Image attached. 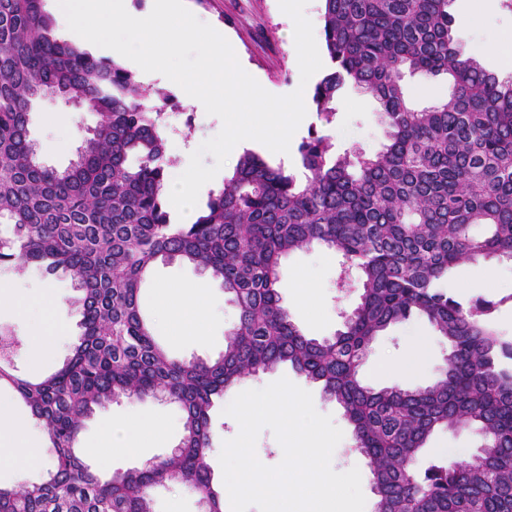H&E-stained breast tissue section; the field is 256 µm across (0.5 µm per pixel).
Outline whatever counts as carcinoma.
Here are the masks:
<instances>
[{
  "label": "carcinoma",
  "mask_w": 512,
  "mask_h": 512,
  "mask_svg": "<svg viewBox=\"0 0 512 512\" xmlns=\"http://www.w3.org/2000/svg\"><path fill=\"white\" fill-rule=\"evenodd\" d=\"M329 67L312 106L325 123L353 86L378 102L387 143L336 157L317 130L298 146L305 182L247 151L190 224L166 203L165 107L134 75L56 35L44 0H0V272H63L80 291L78 343L51 374L16 373L19 337L0 340L8 386L53 457L44 481L0 486V512H155L154 491L179 485L224 512L208 463L214 400L248 376L289 365L322 385L369 459L375 512H512V340L492 326L497 303L464 304L441 285L466 262H512V78L457 49L450 0H322ZM444 76L450 94L418 108L406 75ZM97 116L63 170L40 160L30 119L47 96ZM320 244L343 257L337 287L359 302L330 338L303 333L282 304L280 265ZM179 260L220 283L239 311L213 359L172 357L141 306L153 266ZM413 316L448 343L433 383L375 390L358 378L374 340ZM163 394L182 414L179 451L100 477L79 456L85 421L121 398ZM467 426L469 462L416 466L440 429Z\"/></svg>",
  "instance_id": "obj_1"
}]
</instances>
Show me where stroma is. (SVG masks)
Here are the masks:
<instances>
[{
    "mask_svg": "<svg viewBox=\"0 0 512 512\" xmlns=\"http://www.w3.org/2000/svg\"><path fill=\"white\" fill-rule=\"evenodd\" d=\"M189 5L207 24L223 29L238 60L265 90L279 96L290 93L299 79L300 71L293 22L281 11L278 0H189ZM511 27L512 8L505 6L503 0H498L495 14L485 27L458 29L454 35L462 56L479 58L486 69L497 73L501 70L498 59L482 53L480 44L497 32ZM166 91L176 97L174 106L166 110L168 135L198 146L220 132V118L188 105L180 98L178 85L167 86ZM362 98L361 91L348 89L337 99L336 115L333 123L329 125L321 121L316 112H308L294 135L295 142H302L310 131L317 130L331 135L337 153L378 152L386 142L380 108L375 103L362 105ZM58 114L67 116L76 128L91 127L96 123L94 114L75 111L59 98H46L33 112L31 119V136L38 144L45 147L52 139L53 131L49 120ZM341 260V255L336 251L316 244L295 251L282 261L283 303L293 322L306 335L318 338L334 335L342 326L341 312L351 311L358 302V293H344L336 286ZM484 268L485 265L481 262L460 265L448 278V293L465 300L480 296L498 301L499 306L492 315L494 326L504 338L512 340V263L497 264L496 271L500 276L498 284L478 290L469 289V281ZM187 280L206 281L204 273L191 265L179 261L157 264L142 291L141 302L144 309L150 315H157L159 283ZM0 281L8 284L15 295L31 305L39 304L48 288L54 289L60 297L61 306L55 314V320L64 333L57 336L52 350L40 358L32 353L30 321L21 319L17 313L0 309V329L12 330L22 341L21 349L14 359L19 373L37 375L54 371L69 355L80 334V317L72 306L77 292L71 279L61 273L48 275L30 270L21 276L11 273L2 275ZM206 283L207 294L204 301L212 315L206 343L198 344L179 337L176 329L163 321L157 320L155 323L158 338L178 358L190 360L216 357L224 349L225 331L238 320L236 306L230 302L220 285L213 281ZM307 286L312 288L317 297L318 308L313 309L302 303L303 289ZM417 334L423 336L426 342L423 360L413 375L400 376L394 366L406 357L413 337ZM447 358L446 340L438 335L427 320L413 317L390 326L375 339L359 367V377L361 381L375 388L398 384L409 387L424 386L438 378L447 364ZM283 377L310 392L315 409L321 414L331 416L333 423L341 429L343 437L334 450L331 466L338 472L358 468L365 497L364 512H374L376 497L372 491L369 461L354 450L352 428L346 421L342 408L324 396L319 384L310 382L304 375L286 365L259 376L241 379L225 392L223 398L216 401L211 411L212 450L209 454L214 483L219 486L224 483L219 462L222 444L239 432L237 422L224 415V408L242 391L264 388ZM140 414L156 421L161 429V437L145 448L142 456L112 457V470L142 466L146 460L165 457L170 448L178 445L183 436V421L175 404L153 398L143 401L123 399L96 410L86 420L81 433L84 461L93 463L94 448L107 429L130 416ZM478 446L479 437L474 429H441L430 437L423 455L427 458L437 456L450 460H468L476 453Z\"/></svg>",
    "mask_w": 512,
    "mask_h": 512,
    "instance_id": "obj_1",
    "label": "stroma"
}]
</instances>
